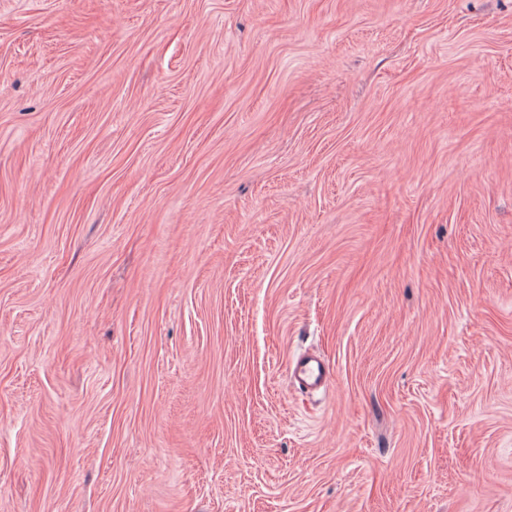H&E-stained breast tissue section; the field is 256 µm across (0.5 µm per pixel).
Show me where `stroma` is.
<instances>
[{
    "label": "stroma",
    "instance_id": "obj_1",
    "mask_svg": "<svg viewBox=\"0 0 512 512\" xmlns=\"http://www.w3.org/2000/svg\"><path fill=\"white\" fill-rule=\"evenodd\" d=\"M0 512H512V0H0ZM290 377L302 390H313L324 385L328 380L325 364L312 355H302L292 364Z\"/></svg>",
    "mask_w": 512,
    "mask_h": 512
}]
</instances>
